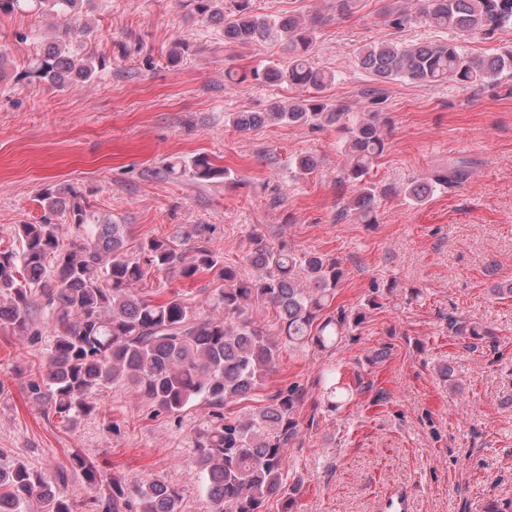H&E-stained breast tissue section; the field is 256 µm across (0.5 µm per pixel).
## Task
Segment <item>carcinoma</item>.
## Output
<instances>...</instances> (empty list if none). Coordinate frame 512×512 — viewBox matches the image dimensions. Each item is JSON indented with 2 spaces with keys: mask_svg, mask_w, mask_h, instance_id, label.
<instances>
[{
  "mask_svg": "<svg viewBox=\"0 0 512 512\" xmlns=\"http://www.w3.org/2000/svg\"><path fill=\"white\" fill-rule=\"evenodd\" d=\"M380 16L402 31L418 24L446 30V42L406 44L386 40L361 46L359 66L372 76L364 95L376 103L379 85L408 81L422 86L453 81L465 88L499 86L512 78V48L474 56L465 42L491 39L512 28V0H381ZM84 0H0V13L36 9L61 17L60 27L24 72L62 88L88 82L101 65L74 52V45L92 33L82 13ZM205 22L224 19V0H190ZM232 19L224 24V46L237 47L272 35L288 48V65L261 64L224 70V88L246 83H286L303 95L273 103L263 112H228L224 123L246 132L269 122L334 128L340 134L346 164L336 184L350 190L342 213L354 212L362 224L377 223L378 197L391 192L366 180L386 152V113L355 112L344 102L322 96L336 73L311 64L316 30L334 18L349 19L361 0H328L326 13L309 20L290 15L271 20L254 13L252 0H231ZM190 172L196 179H227L230 171L198 155L169 172ZM471 176L464 162L434 170L427 182H413L404 195L421 202L433 190L458 188ZM40 220L18 229L20 249L0 251V329L34 343L42 328L47 363L39 380L30 383L34 399L66 421L88 416L90 395L102 387L129 386L158 411L179 414L197 402L207 406L202 426L192 438L193 462L204 481L212 512H264L280 499L293 512L301 479L287 481L288 447L302 433L301 408L307 390L294 381L265 393L276 372L283 345L292 349L330 352L347 333L358 328L366 312L382 305L397 285L372 288L357 308L333 307L344 269L336 258L302 251L290 242L273 245L251 238L246 262L257 272L248 278L203 245L176 251L168 240L144 237L139 259L128 251L130 225L92 224L83 196L75 190H46L39 197ZM79 244L67 246L63 239ZM169 271L181 279L199 274L213 277V288L201 314L173 290L164 300L136 292L148 270ZM270 303L278 310L273 334L248 310ZM448 335L477 347L491 332L461 316L448 317ZM321 382L324 407L334 412L351 400L353 391L326 369ZM73 469L90 486L106 484L109 492L94 499L95 512H180L181 494L154 479L130 484L120 475L104 477L96 466L76 456ZM64 473L33 472L0 449V512H28L31 500L47 512H73Z\"/></svg>",
  "mask_w": 512,
  "mask_h": 512,
  "instance_id": "carcinoma-1",
  "label": "carcinoma"
}]
</instances>
